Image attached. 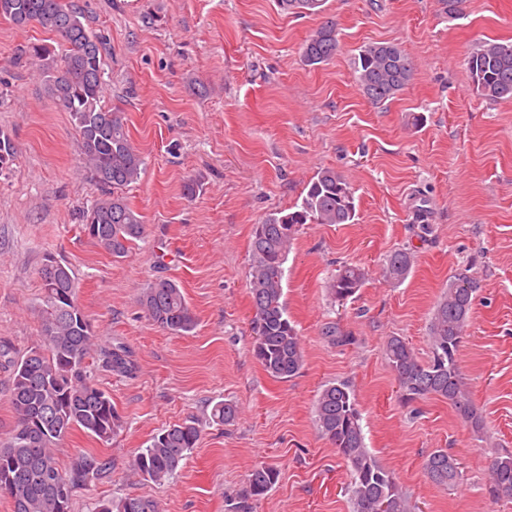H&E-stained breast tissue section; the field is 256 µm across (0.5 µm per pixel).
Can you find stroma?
<instances>
[{
  "label": "stroma",
  "instance_id": "35a3bbf8",
  "mask_svg": "<svg viewBox=\"0 0 512 512\" xmlns=\"http://www.w3.org/2000/svg\"><path fill=\"white\" fill-rule=\"evenodd\" d=\"M73 2L106 42L102 102L146 162L124 191L144 236L112 257L80 231L99 190L74 120L26 53L62 38L0 17V130L14 146L0 171V344L16 357L37 344L39 272L52 258L70 267L98 344H124L139 366L125 378L92 363L125 427L108 443L75 429L59 445L64 464L80 449L112 462L73 512L124 496L151 497L160 512H228L261 464L279 478L252 512H352L350 472L314 413L323 386L339 381L356 395L367 448L415 512H512L484 490L491 460L512 451V100L483 99L467 69L482 42L512 40V0H462L453 16L445 0H326L338 48L314 67L300 47L322 17L281 12L276 0ZM384 41L404 50L414 78L375 105L352 59ZM321 168L350 183L356 217L303 225L292 245L283 301L306 361L276 380L252 351L251 230L299 203ZM191 176L201 186L188 197ZM401 248L413 266L395 284L383 266ZM345 264L368 279L339 305L327 283ZM464 269L479 289L459 361L480 434L447 400L404 404L385 355L397 336L427 360L434 306ZM159 277L182 287L197 318L189 334L159 328L140 305ZM328 323L351 343L323 336ZM219 401L236 407L234 421L209 423ZM191 417L202 436L174 478L157 485L132 470L138 449ZM440 449L461 465L451 490L423 469Z\"/></svg>",
  "mask_w": 512,
  "mask_h": 512
}]
</instances>
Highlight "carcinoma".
Segmentation results:
<instances>
[{"instance_id":"1","label":"carcinoma","mask_w":512,"mask_h":512,"mask_svg":"<svg viewBox=\"0 0 512 512\" xmlns=\"http://www.w3.org/2000/svg\"><path fill=\"white\" fill-rule=\"evenodd\" d=\"M276 3L284 12L313 16L323 12L325 0ZM2 16L17 26L37 23L62 37L65 46L61 53L47 45H32L28 55L39 62L52 96L74 119L82 164L103 188V195L86 213L84 233L112 257H125L133 242L143 237L145 225L129 206L123 189L140 178L145 161L129 139L120 113L100 104L103 39L86 29L80 10L65 0H0ZM336 48V25L325 21L302 44V60L318 66L329 61ZM467 64L479 96L512 100V41L483 42ZM353 65L362 94L373 104L395 98L413 79L409 58L390 42L361 47ZM355 216L349 183L336 170L323 168L310 179L299 204L253 225L249 281L254 312L252 350L272 378L286 381L305 364L301 338L282 300L285 264L299 228L304 224H352ZM412 263L410 251L395 250L386 258L385 276L399 283L408 276ZM365 279L364 269L343 266L328 286L332 300L344 302L354 296ZM41 285L39 344L12 362L9 401L16 427L6 445L0 446V492L9 498L12 512H72L74 494L105 473L110 461L81 451L63 469L56 448L74 429L109 441L123 428L112 397L95 383L88 359L97 350L106 368L125 377L136 373V365L122 345L95 348L90 320L78 302L67 266L57 263L55 280L43 279ZM477 289L468 270L454 276L432 314L429 361L421 362L413 348L395 336L387 341L386 356L404 403L443 398L479 432L483 419L464 387L458 358ZM140 304L154 324L174 335H185L197 325L174 280L160 278L150 284L143 290ZM315 414L320 434L352 469L353 512H412L402 487L366 447L351 387L345 382L325 385L316 399ZM235 416L230 403L219 401L211 410L216 423L230 422ZM201 433L195 420L166 427L136 454L134 469L146 481L165 483L197 447ZM423 468L437 486L451 488L459 483L458 459L444 450L429 454ZM277 479L278 471L271 466L254 468L236 506L238 512H248L250 502L262 498ZM486 494L493 501H512L511 452L497 454L490 463ZM95 512H158V504L147 496H130L104 501Z\"/></svg>"}]
</instances>
